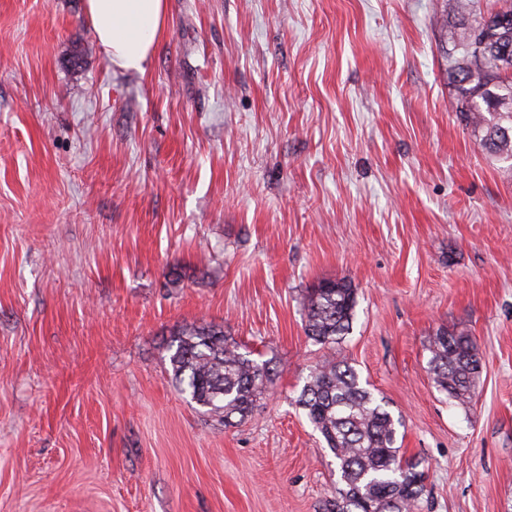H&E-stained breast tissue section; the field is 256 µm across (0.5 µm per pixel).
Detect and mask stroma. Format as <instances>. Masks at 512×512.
Listing matches in <instances>:
<instances>
[{
    "label": "stroma",
    "mask_w": 512,
    "mask_h": 512,
    "mask_svg": "<svg viewBox=\"0 0 512 512\" xmlns=\"http://www.w3.org/2000/svg\"><path fill=\"white\" fill-rule=\"evenodd\" d=\"M83 2L0 0V512H327L295 401L334 356L422 512H512V161L450 107V0H168L141 73ZM341 278L352 328L315 344L302 297ZM201 322L274 373L240 425L171 376ZM446 328L476 339L463 403L427 373Z\"/></svg>",
    "instance_id": "stroma-1"
}]
</instances>
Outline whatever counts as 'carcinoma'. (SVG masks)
Listing matches in <instances>:
<instances>
[{
	"instance_id": "1",
	"label": "carcinoma",
	"mask_w": 512,
	"mask_h": 512,
	"mask_svg": "<svg viewBox=\"0 0 512 512\" xmlns=\"http://www.w3.org/2000/svg\"><path fill=\"white\" fill-rule=\"evenodd\" d=\"M448 78L452 109L488 153L512 160V0H454ZM305 335L333 346L352 327L356 289L345 279L323 280L302 302ZM169 362L176 382L213 420L230 427L253 411L273 383L268 364L240 352L213 324L172 332ZM428 372L448 396L470 397L480 374L475 342L464 330H440L430 344ZM296 403L336 458L344 487L330 512H419L421 462L405 459L396 421L362 386L346 359L326 358L311 369Z\"/></svg>"
}]
</instances>
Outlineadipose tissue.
<instances>
[{"label": "adipose tissue", "mask_w": 512, "mask_h": 512, "mask_svg": "<svg viewBox=\"0 0 512 512\" xmlns=\"http://www.w3.org/2000/svg\"><path fill=\"white\" fill-rule=\"evenodd\" d=\"M101 51L116 68L140 72L168 30L167 0H84Z\"/></svg>", "instance_id": "ef3b65f1"}]
</instances>
